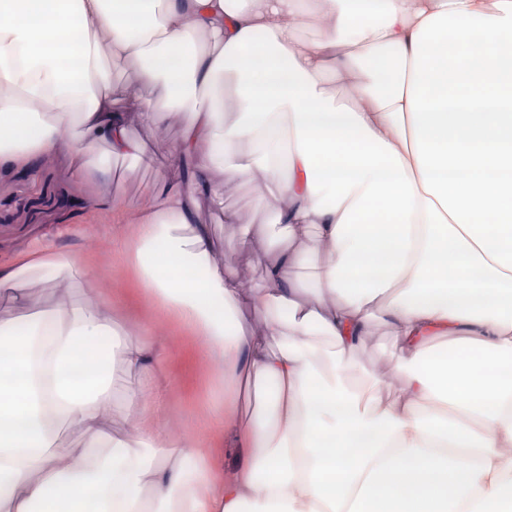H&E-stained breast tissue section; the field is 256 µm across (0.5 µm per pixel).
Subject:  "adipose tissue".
Returning <instances> with one entry per match:
<instances>
[{
    "instance_id": "ef3b65f1",
    "label": "adipose tissue",
    "mask_w": 512,
    "mask_h": 512,
    "mask_svg": "<svg viewBox=\"0 0 512 512\" xmlns=\"http://www.w3.org/2000/svg\"><path fill=\"white\" fill-rule=\"evenodd\" d=\"M169 101L191 121L120 206L116 254L220 368L199 433L160 427L171 353L109 302L30 310L37 271L89 274L38 247L0 268V512H512V0H0V166L144 159L129 125ZM224 171L258 179L281 226L275 254L243 232L269 285L259 333L200 219L236 223ZM377 314L402 342L386 403L353 364ZM119 373L138 380L131 434L112 431ZM250 385L264 407L242 422ZM228 431L247 457L226 470L204 446Z\"/></svg>"
}]
</instances>
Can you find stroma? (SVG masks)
Here are the masks:
<instances>
[{"label": "stroma", "mask_w": 512, "mask_h": 512, "mask_svg": "<svg viewBox=\"0 0 512 512\" xmlns=\"http://www.w3.org/2000/svg\"><path fill=\"white\" fill-rule=\"evenodd\" d=\"M189 119V113L173 106L163 113L157 127L148 129L134 123L130 134L143 142L147 155L162 162L177 147ZM154 181L153 166L131 158L113 160L108 176L91 166L76 168L61 152L32 158L25 168L1 167L0 268L12 266L35 245L51 240L84 261L91 270L89 278L79 282L57 278L47 287L33 289V303L108 300L113 316L128 331L171 343L174 354L167 369L178 383L169 393L163 426L181 435L191 432L188 414L199 410L215 368L197 351L190 337L178 334L171 322L145 301L136 271L110 262L113 238L130 232L128 225L113 223V206L140 197ZM224 192L225 205L237 215V223H225L223 216L206 208L201 211V219L210 226L217 260L234 269L250 298L249 304L241 308L242 325L259 331L265 321L251 301L264 294L267 282L262 268L243 245L241 231L271 223L272 215L256 209L255 189L250 182L225 175ZM399 346L394 327L379 317L353 352L357 367L385 375L381 395L387 400L402 387L399 375L391 368Z\"/></svg>", "instance_id": "35a3bbf8"}]
</instances>
